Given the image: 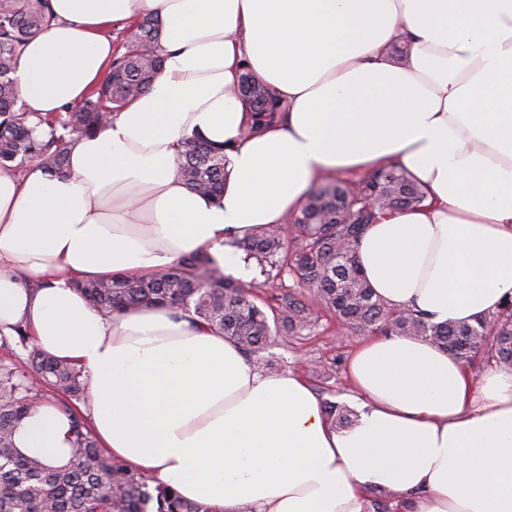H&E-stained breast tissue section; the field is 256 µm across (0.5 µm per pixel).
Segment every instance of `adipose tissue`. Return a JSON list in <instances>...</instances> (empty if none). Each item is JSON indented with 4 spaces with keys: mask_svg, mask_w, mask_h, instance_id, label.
I'll return each mask as SVG.
<instances>
[{
    "mask_svg": "<svg viewBox=\"0 0 512 512\" xmlns=\"http://www.w3.org/2000/svg\"><path fill=\"white\" fill-rule=\"evenodd\" d=\"M13 78L23 111L58 113L108 72L110 26L156 13L162 71L75 140L66 175L0 170V335L25 328L81 369L101 448L215 512H364L368 490L411 512H512V368L475 373L429 341L373 336L350 357L361 395L343 430L295 372L269 376L187 314H103L72 279H128L284 223L330 174L402 166L423 206L386 211L356 260L377 296L435 323L512 298V0H50ZM405 37L404 65L387 60ZM275 94L255 127L244 70ZM229 145L224 194L190 191L184 136ZM15 442L52 467L71 422L33 407Z\"/></svg>",
    "mask_w": 512,
    "mask_h": 512,
    "instance_id": "ef3b65f1",
    "label": "adipose tissue"
}]
</instances>
